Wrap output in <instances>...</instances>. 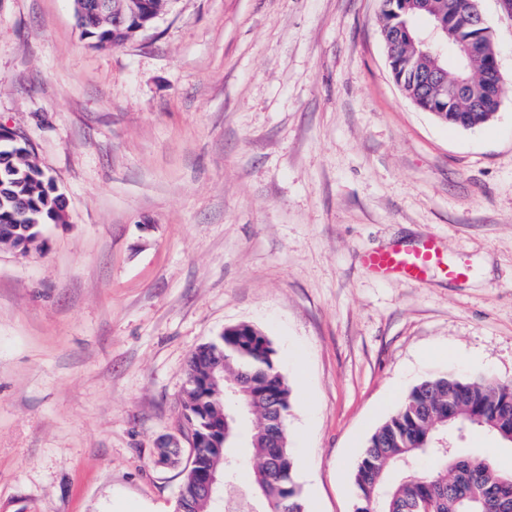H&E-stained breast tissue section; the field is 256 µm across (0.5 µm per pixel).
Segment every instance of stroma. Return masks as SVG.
I'll return each instance as SVG.
<instances>
[{"instance_id":"stroma-1","label":"stroma","mask_w":512,"mask_h":512,"mask_svg":"<svg viewBox=\"0 0 512 512\" xmlns=\"http://www.w3.org/2000/svg\"><path fill=\"white\" fill-rule=\"evenodd\" d=\"M474 129L394 82L380 0H174L97 49L72 0H0V125L67 201L0 246V512H174L184 370L249 323L293 393L307 512H355L370 434L443 372L512 380V16ZM435 237L465 280H381L366 253ZM498 103L486 98L483 106L472 104L469 99L456 102L445 116H436L441 122L455 128L473 129L488 122Z\"/></svg>"}]
</instances>
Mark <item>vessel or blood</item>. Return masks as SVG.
<instances>
[{
	"mask_svg": "<svg viewBox=\"0 0 512 512\" xmlns=\"http://www.w3.org/2000/svg\"><path fill=\"white\" fill-rule=\"evenodd\" d=\"M366 264L379 276L395 277L409 283H420L435 271L452 279L466 276L462 264L448 263L435 239L428 238L412 248L393 247L369 253Z\"/></svg>",
	"mask_w": 512,
	"mask_h": 512,
	"instance_id": "1",
	"label": "vessel or blood"
}]
</instances>
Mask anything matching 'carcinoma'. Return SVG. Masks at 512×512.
Listing matches in <instances>:
<instances>
[{
	"mask_svg": "<svg viewBox=\"0 0 512 512\" xmlns=\"http://www.w3.org/2000/svg\"><path fill=\"white\" fill-rule=\"evenodd\" d=\"M431 10L418 8L417 0H404L392 8L390 0H381L379 23L383 38L407 30L417 37L416 21L428 24L436 16L450 21L448 46L453 54L440 60L448 66V80L461 75L456 35L470 36L467 27V0H429ZM81 36L96 47H110L130 39L112 32V25L93 18L78 21ZM422 49L417 42L403 40L396 48L390 69L398 78L403 62ZM497 52L495 43L477 42V52L466 60L467 74L474 77ZM497 102L487 98L483 105L468 99L455 103L448 113L438 117L455 128L473 129L491 119ZM57 195L45 172L38 166L27 142L0 141V224L21 225L25 246L40 242L47 224L66 223V214L57 204ZM25 202V210L16 209V201ZM249 336L236 328H226L215 340L192 352L185 371L183 402L188 428L205 432L219 413H224V447L196 448L191 471L186 473L181 498L187 512H211L192 478L196 469H214L224 473L227 483L236 482L249 459L259 461L252 474L256 501L265 512L288 508V512H306L294 481V460L288 448L286 427L277 429L279 447H270L267 426L291 409L292 390L281 373L269 339L257 328ZM248 386L250 406L245 413L229 386ZM254 422L248 427L247 444L239 451L241 426L246 416ZM478 429L509 444L512 432V381H503L491 373L457 375L439 373L414 386L396 410L369 437L354 474L357 495L356 512H512V471H504L487 456L456 446L448 449L437 440L449 431ZM418 454L427 455L432 466L420 471L414 466ZM397 470L390 482L388 475Z\"/></svg>",
	"mask_w": 512,
	"mask_h": 512,
	"instance_id": "cac0c4a2",
	"label": "carcinoma"
}]
</instances>
